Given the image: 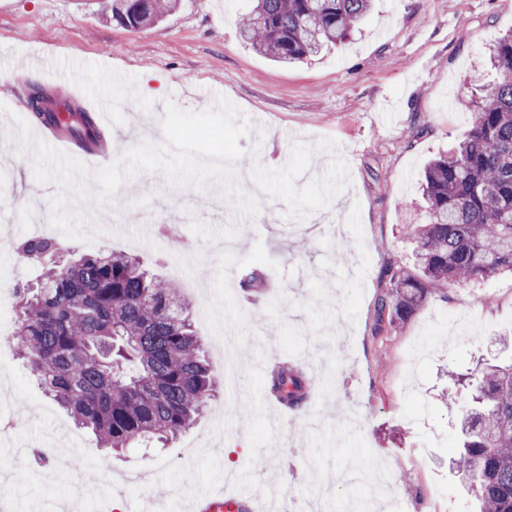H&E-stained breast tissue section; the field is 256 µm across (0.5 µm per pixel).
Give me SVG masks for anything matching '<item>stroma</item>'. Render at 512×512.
I'll return each mask as SVG.
<instances>
[{
    "label": "stroma",
    "mask_w": 512,
    "mask_h": 512,
    "mask_svg": "<svg viewBox=\"0 0 512 512\" xmlns=\"http://www.w3.org/2000/svg\"><path fill=\"white\" fill-rule=\"evenodd\" d=\"M103 0H0V502L12 512L76 502L80 512H196L224 480V451L242 450L235 470L267 478L305 500L334 485L325 512L376 506L374 480L336 486L352 456L408 473L394 481L410 512H473L451 472L456 417L443 403L448 373L506 356L512 276L445 291L396 326L377 320L390 266L410 262L407 223L425 220L427 162L451 150L471 123L481 64L512 31L503 0H373L341 44L284 67L244 44L238 18L253 0H178L158 25L134 32L103 15ZM66 70L69 82L47 78ZM161 88L140 96L143 82ZM82 107L113 95L120 107L100 126L101 165L146 141L162 142L167 102L192 111L221 96L240 108L248 132L234 174L265 189L255 217L207 208L213 184H171L158 172L125 182L99 220L86 254L120 251L184 288L208 359L218 339L239 337L233 388L188 431L163 447L109 457L44 395L8 338L19 311L15 284L35 279L14 245L36 235L57 183H39L29 156L5 135L28 118L30 84ZM291 137H282V129ZM257 270L265 286L246 300L240 281ZM288 362L307 374L312 398L271 426L266 371ZM62 443L84 467L54 479L39 451Z\"/></svg>",
    "instance_id": "obj_1"
}]
</instances>
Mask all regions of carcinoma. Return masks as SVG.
Listing matches in <instances>:
<instances>
[{"mask_svg": "<svg viewBox=\"0 0 512 512\" xmlns=\"http://www.w3.org/2000/svg\"><path fill=\"white\" fill-rule=\"evenodd\" d=\"M239 23L243 42L274 62H300L342 42L372 0H254ZM176 0H106L112 20L135 30L175 8ZM492 79L468 105L470 128L449 157L424 172L427 220L414 224L413 263L391 270L378 316L408 320L427 301L426 284L446 289L512 273V33L489 54ZM34 120L87 150L104 136L97 116L75 107L58 125ZM15 252L39 270L18 283L19 320L11 338L45 393L76 426L119 455L134 444L165 443L188 430L218 393L176 283L120 252L76 255L53 237L19 240ZM474 393L448 412L460 416V449L451 468L479 512H512V357L474 370ZM268 389L288 409L306 402L302 373L281 365Z\"/></svg>", "mask_w": 512, "mask_h": 512, "instance_id": "cac0c4a2", "label": "carcinoma"}]
</instances>
